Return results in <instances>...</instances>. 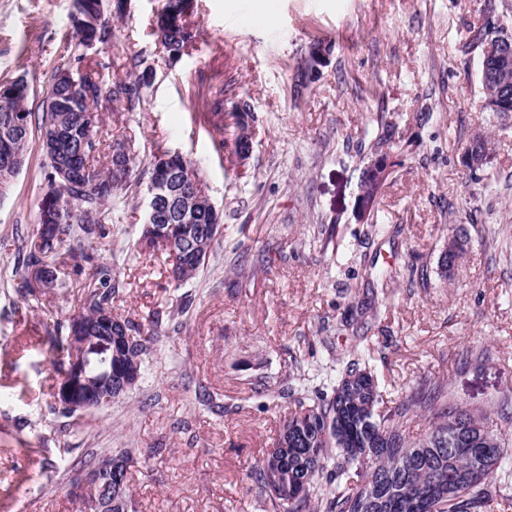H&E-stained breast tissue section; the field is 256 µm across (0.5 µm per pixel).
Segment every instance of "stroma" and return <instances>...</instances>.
I'll list each match as a JSON object with an SVG mask.
<instances>
[{
	"mask_svg": "<svg viewBox=\"0 0 512 512\" xmlns=\"http://www.w3.org/2000/svg\"><path fill=\"white\" fill-rule=\"evenodd\" d=\"M165 3L126 0L110 18L111 40L89 53L86 66L107 80L133 56L154 68L143 105L101 110L96 138L104 154L130 143L140 171L161 152L195 163L224 232L196 278L176 284L163 249L134 251L146 189L128 191L110 234L92 244L100 262L117 264L113 314L146 326L182 298L191 305L131 392L64 415L45 339L80 309L93 267L69 260L63 295L14 286L45 179L41 141L31 137L0 195V512H74L79 461L115 448L132 451L129 512H258L250 474L285 412L255 394L258 374L295 359L302 368L290 385H317L314 366L353 344L336 325L363 298L365 260L383 269L398 254L437 263L473 208L481 214L450 279L391 284L369 333L381 347L376 374L392 399L425 381L444 383L473 411L512 395V112L483 111L479 52L468 47L486 0H193V39L174 64L150 34ZM72 11L73 0H0V82L26 76L41 102L74 42ZM317 41L332 50L310 71ZM243 101L252 152L238 165L233 112ZM422 108L432 114L423 126ZM380 114L418 143L378 199L386 241L368 238L358 209L357 145ZM478 133L490 138L489 193L463 162ZM203 387L220 408L199 403Z\"/></svg>",
	"mask_w": 512,
	"mask_h": 512,
	"instance_id": "35a3bbf8",
	"label": "stroma"
}]
</instances>
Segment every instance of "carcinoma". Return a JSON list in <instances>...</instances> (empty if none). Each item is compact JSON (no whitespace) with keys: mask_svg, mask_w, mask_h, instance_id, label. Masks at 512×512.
<instances>
[{"mask_svg":"<svg viewBox=\"0 0 512 512\" xmlns=\"http://www.w3.org/2000/svg\"><path fill=\"white\" fill-rule=\"evenodd\" d=\"M505 19L492 4L485 5L470 28V41L485 49L501 33L498 22ZM112 37L109 19L92 37L75 35V44L66 64L52 73L50 94L65 102L59 112H46L43 106L29 107L30 94L0 95V167L3 166L4 141H9L12 154L24 161L32 125H37L41 142L59 133L60 146L44 153L46 185L43 191L53 193L59 220L53 232L36 243L39 230L21 247L22 273L19 291H34L32 281L49 277L54 288L67 283L58 276V266L77 256L96 264L92 279L85 285L82 307L76 313L86 325V335H113L112 367L123 372L141 374L146 362L156 352L162 336L160 323L145 335L140 325L122 317L112 318L107 329L95 322L102 309H112L119 295V283L112 280V270L96 263L87 252L91 241L104 236L102 225L112 223V200L128 191L136 177V161L128 156L126 178L116 181L113 154L106 161L97 159L94 128L98 113L87 114L86 107L100 106L102 79L97 70L79 74L91 92L90 105L69 95L59 75L72 72V64L83 62L92 43L105 44ZM192 34L181 25L166 29L162 39L168 57L183 56ZM141 59L133 58L125 67L133 78H117L107 87L106 100L119 102L131 111L142 105L150 88L142 74ZM412 142L402 138L396 125L382 116L377 119L369 139L363 140L359 153L367 159L382 155L390 162L386 177L401 165L399 157L410 151ZM168 190L173 195L189 196L191 184L184 180L182 169L170 173ZM385 182H377L362 171L360 194L374 201ZM369 232L375 237L388 234V225L378 219L372 207L363 216ZM213 223L207 208L185 214L171 209L159 214L153 224L141 225L140 238L151 236L152 245L167 246L168 228L176 226L177 249L183 255L180 272L169 278L181 285L194 279L204 266L213 244L206 242L201 228ZM409 281L430 277L428 265L408 263L392 267L390 272H367L366 286L386 288L402 277ZM383 303L377 297L363 301L357 315L342 321L346 330L357 336L348 354L338 355L317 367L323 376L318 388L297 393L288 385V373L262 376L264 397L275 403L287 400L294 409L287 412L279 425V446L265 453L259 467L251 474L262 490L260 512H420L418 500L433 489H439L436 512H482L493 501L489 485L503 469L506 444L497 437L489 440L483 429L489 416L448 402V388L442 383L421 384L391 401L383 411L380 386L374 362L378 347L368 339L369 328L377 320ZM357 378L358 388L349 390L348 379ZM423 411L428 431L415 439L406 430ZM81 512H97L98 490L88 488L76 496Z\"/></svg>","mask_w":512,"mask_h":512,"instance_id":"1","label":"carcinoma"}]
</instances>
